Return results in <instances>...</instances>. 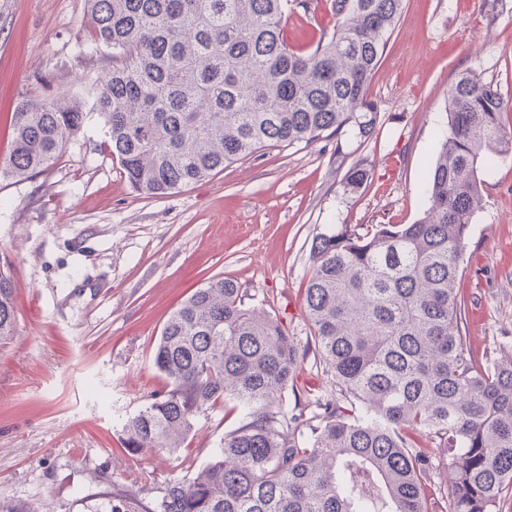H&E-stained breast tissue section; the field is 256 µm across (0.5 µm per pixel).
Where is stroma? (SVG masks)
<instances>
[{"label":"stroma","instance_id":"obj_1","mask_svg":"<svg viewBox=\"0 0 512 512\" xmlns=\"http://www.w3.org/2000/svg\"><path fill=\"white\" fill-rule=\"evenodd\" d=\"M289 11L293 44L332 33L327 0ZM86 0H0V163L11 115L30 94L53 99L99 79L107 54H85ZM481 74L512 99V0H405L369 83L373 138L267 146L208 180L164 196L135 192L91 117L51 169L0 178V268L14 288L15 335L0 345V504L31 512L156 507L170 480L195 474L240 421L217 407L177 454L132 453L123 425L168 382L153 364L170 314L197 288L235 280L276 314L305 357L301 405L334 394L305 314L316 235L343 224H411L446 118L448 90ZM346 159L337 162L335 149ZM370 183L346 193V168ZM482 202L457 287L466 344L512 359V161L481 170Z\"/></svg>","mask_w":512,"mask_h":512}]
</instances>
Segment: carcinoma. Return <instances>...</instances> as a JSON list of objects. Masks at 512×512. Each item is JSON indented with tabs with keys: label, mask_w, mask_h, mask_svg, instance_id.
Instances as JSON below:
<instances>
[{
	"label": "carcinoma",
	"mask_w": 512,
	"mask_h": 512,
	"mask_svg": "<svg viewBox=\"0 0 512 512\" xmlns=\"http://www.w3.org/2000/svg\"><path fill=\"white\" fill-rule=\"evenodd\" d=\"M86 43L112 54L92 100L26 98L12 116L3 174L52 167L89 115L139 193L166 195L269 145L373 137L368 84L404 0H331L330 36L296 48L283 20L307 0H87ZM512 104L473 72L448 93L413 224H349L318 234L304 306L334 398L288 415L296 344L269 313L218 278L166 321L153 352L170 389L124 424L134 451L173 454L197 417L224 403L239 426L159 512H435L432 455L448 453L445 512H499L512 486V360L475 362L456 292L480 168L512 156ZM356 163L343 184L359 192ZM13 285L0 269V343L14 336Z\"/></svg>",
	"instance_id": "1"
}]
</instances>
